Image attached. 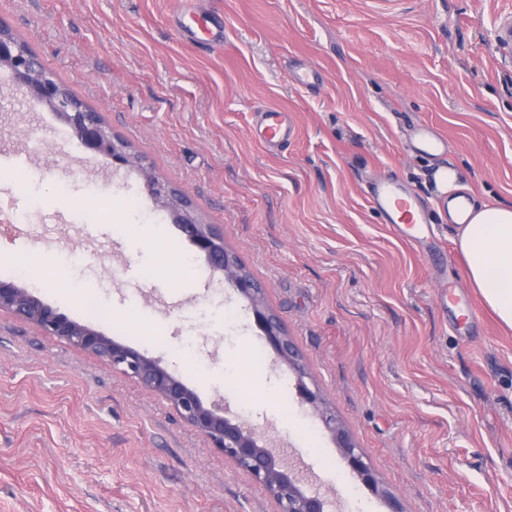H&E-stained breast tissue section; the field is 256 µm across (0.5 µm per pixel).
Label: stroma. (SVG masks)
Here are the masks:
<instances>
[{
    "label": "stroma",
    "mask_w": 512,
    "mask_h": 512,
    "mask_svg": "<svg viewBox=\"0 0 512 512\" xmlns=\"http://www.w3.org/2000/svg\"><path fill=\"white\" fill-rule=\"evenodd\" d=\"M510 14L512 0H0L138 159L113 169L0 68V245L17 252L0 279L270 429L333 512H388L246 300L154 204L149 168L223 228L405 512H512V331L469 287L434 180L455 167L512 203V47L494 36ZM268 106L294 130L279 148L259 137ZM426 125L438 154L413 148ZM386 180L430 211L431 248L370 206ZM147 224L190 276L162 268ZM275 510L137 379L0 312V512Z\"/></svg>",
    "instance_id": "obj_1"
}]
</instances>
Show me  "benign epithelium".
Masks as SVG:
<instances>
[{
    "label": "benign epithelium",
    "mask_w": 512,
    "mask_h": 512,
    "mask_svg": "<svg viewBox=\"0 0 512 512\" xmlns=\"http://www.w3.org/2000/svg\"><path fill=\"white\" fill-rule=\"evenodd\" d=\"M10 70L17 84L26 89L32 106L48 107L68 125L79 143L107 157L115 168L134 164L127 145L112 136L101 116L84 107L54 77L45 71L23 42L0 22V67ZM145 188L156 205L204 256L218 273L250 305L266 343L295 376L301 404L308 406L330 433L348 469L371 492L384 498L389 512H403L398 499L383 487L374 469L335 413L319 387L307 383L310 375L303 358L285 330L280 317L265 302V288L241 270L236 256L226 247L224 232L203 222L191 200L181 191L143 168ZM0 311L28 321L48 336H56L80 350L106 360L113 369L138 379L150 392L164 398L179 416L204 436L239 470L262 486L274 499L277 512H329L326 496L305 487L297 473L285 466L265 436L230 415L222 407L204 405L195 390L170 373L161 363L118 342L98 330L61 314L13 281L0 280Z\"/></svg>",
    "instance_id": "1"
}]
</instances>
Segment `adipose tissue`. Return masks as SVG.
<instances>
[{"label":"adipose tissue","instance_id":"ef3b65f1","mask_svg":"<svg viewBox=\"0 0 512 512\" xmlns=\"http://www.w3.org/2000/svg\"><path fill=\"white\" fill-rule=\"evenodd\" d=\"M435 179L448 195V217L457 226L468 285L500 325L512 329V204L465 197L469 185L450 167L439 169Z\"/></svg>","mask_w":512,"mask_h":512}]
</instances>
